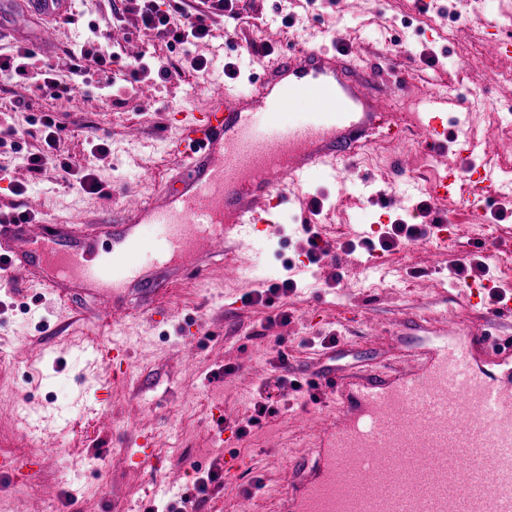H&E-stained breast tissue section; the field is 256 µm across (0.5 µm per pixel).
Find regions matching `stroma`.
Masks as SVG:
<instances>
[{
	"mask_svg": "<svg viewBox=\"0 0 512 512\" xmlns=\"http://www.w3.org/2000/svg\"><path fill=\"white\" fill-rule=\"evenodd\" d=\"M460 0H424L398 10L390 0H246L247 17L208 21L210 35L189 52L205 60L201 72L165 82L141 74L142 63L179 60L182 45H163L145 30L138 0H72L53 25L32 14L30 0H0V31L45 59L83 44L90 26L103 34L95 47L115 52L112 87L91 82L55 100L23 79L0 85V127L15 136L0 141V211H25L37 203L35 230L112 216L127 196H152L174 158L166 144L182 109L202 108L219 83L246 90L259 72L248 42L274 54L297 46L328 45L344 29L357 62L372 63L399 90L387 102L421 110L432 87L456 80L464 68L512 71L508 37L496 22L512 13V0H481L464 12ZM28 103L10 111V101ZM59 127L52 161L31 173L27 156L43 144L45 118ZM420 134L369 150L361 163L341 165L335 176L317 171L299 190L288 189L269 224L236 250L230 265L213 267L203 280L159 281V321L150 313L122 319L119 332L103 327L97 301L77 293L72 311L57 307L42 289L0 283V448L21 449L36 463L37 478L19 488L0 475V512H166L189 486L196 469H215L224 486L205 505L187 512H274L292 462L304 457L328 426L334 405L324 393L301 388L305 372L401 371L428 344L436 327L456 328L482 318L463 293L471 285L501 280V256L490 237L512 239V198L458 203L457 230L447 245L422 240L378 248L392 225L432 226L443 207L427 189L430 175L461 173L454 151L426 155ZM89 171L98 192L76 180ZM24 195H16L15 187ZM318 204L311 228L300 222L298 199ZM483 214L490 236L473 234L470 209ZM339 226L341 248L308 263V232L329 239ZM483 261V271L472 268ZM291 281L288 294L267 306L258 292ZM75 318L101 328V341L120 337L136 372L132 382L96 361L88 342L66 328ZM380 337L374 348L371 337ZM335 338L332 348L322 342ZM288 359V386L274 382V365ZM274 415L248 434L239 422L259 399ZM27 401L42 431L26 433L15 405ZM153 438V458L125 454L136 436Z\"/></svg>",
	"mask_w": 512,
	"mask_h": 512,
	"instance_id": "obj_1",
	"label": "stroma"
}]
</instances>
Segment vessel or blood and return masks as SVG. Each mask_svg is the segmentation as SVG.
<instances>
[{"instance_id": "obj_1", "label": "vessel or blood", "mask_w": 512, "mask_h": 512, "mask_svg": "<svg viewBox=\"0 0 512 512\" xmlns=\"http://www.w3.org/2000/svg\"><path fill=\"white\" fill-rule=\"evenodd\" d=\"M386 92L377 68L358 65L345 45L290 50L263 65L250 93L221 86L201 112L186 113L179 161L155 196L125 200L112 221L53 225L47 238L28 224L1 225L0 272L45 288L64 308L74 289L87 288L107 311L134 314L131 292L161 270L203 278L202 240L250 238L286 184L335 173L377 141L402 138ZM301 95L313 111L281 124ZM448 101L432 97L414 125L429 153L448 148L440 113ZM149 224L163 244L144 261ZM511 317L512 299L470 323L464 339L437 331L412 368L389 376L317 372L336 399V421L291 466L278 512H512V389L476 363L512 357V336L494 333Z\"/></svg>"}]
</instances>
